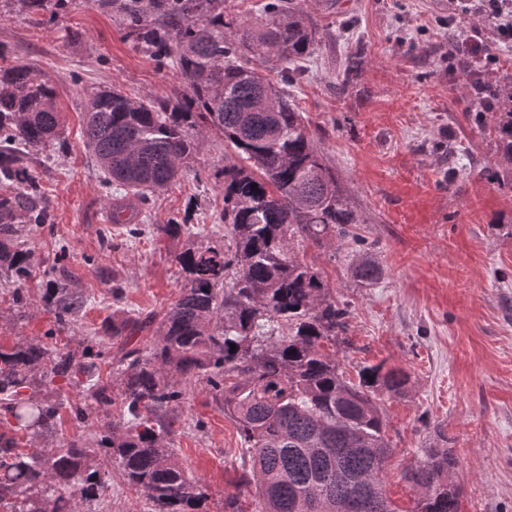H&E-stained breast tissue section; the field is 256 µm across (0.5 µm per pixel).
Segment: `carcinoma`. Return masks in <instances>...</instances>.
I'll use <instances>...</instances> for the list:
<instances>
[{
    "mask_svg": "<svg viewBox=\"0 0 512 512\" xmlns=\"http://www.w3.org/2000/svg\"><path fill=\"white\" fill-rule=\"evenodd\" d=\"M68 0H11L29 15H54ZM119 15L125 35L159 65L176 68L189 89L165 100L131 98L116 88L91 93L84 107L85 149L120 199L143 201L191 171L195 137L214 130L237 154L224 165V225L229 246L192 244L175 256L183 282L155 326L149 350L118 348L102 377L90 345L63 350L41 337L0 345V417L37 438L53 434L60 406L43 390L62 379L89 392L103 420L85 404L69 406L87 431L65 445L26 452L0 433V512H76L63 495L73 487L90 505L106 493L101 453L118 461L127 485L143 492L149 512H203V487L170 448L182 385L203 380L238 424L241 479L255 487L254 512H349L354 488L372 496L363 512H399L388 497L383 457L392 453L382 394L400 395L406 371L365 365L347 377L324 342L346 330L348 311L333 288L294 250L295 242L331 246L362 220L324 163L287 91L251 66L276 61L280 82L308 56L318 33L299 0H268L261 27L224 21L223 0H96ZM476 116L494 135L490 176L512 185V75L475 83ZM61 112L47 75L19 59L0 65V268L18 281L33 271L25 248L33 225L48 220L25 160L60 138ZM257 189H252V185ZM171 238L194 235L188 224L155 225ZM363 283L378 267H356ZM63 324L85 304L59 277L41 295ZM236 350H231V346ZM121 402L123 416L110 407ZM403 474L416 489L409 512H458L450 448H424Z\"/></svg>",
    "mask_w": 512,
    "mask_h": 512,
    "instance_id": "obj_1",
    "label": "carcinoma"
}]
</instances>
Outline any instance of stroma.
<instances>
[{
  "label": "stroma",
  "instance_id": "1",
  "mask_svg": "<svg viewBox=\"0 0 512 512\" xmlns=\"http://www.w3.org/2000/svg\"><path fill=\"white\" fill-rule=\"evenodd\" d=\"M303 8L321 39L288 92L363 221L340 249L307 245L299 255L349 312L336 345L347 373L381 363L409 375L403 394L382 400L394 450L388 495L410 512L415 492L402 472L445 444L457 459L459 512H512V189L488 174L494 146L470 96L472 83L512 73V43L478 15L450 20L448 0H304ZM464 41L481 43L493 64L449 55ZM0 49L50 77L65 120L61 140L27 158L51 221L28 237L35 267L19 286L29 304L13 302L17 285L0 274V343L46 335L106 343L113 318L162 317L179 296L175 256L187 240L156 225L203 224L206 243H225L224 182L215 176L223 136L197 138L195 173L140 205L142 232L129 237L104 218L112 191L83 149L84 93L115 86L164 99L182 89L179 71L130 42L95 0H69L52 20L0 0ZM354 56L361 68L342 86ZM360 258L377 264L376 284L356 278ZM61 275L86 301L59 325L39 299ZM176 411L171 446L206 492L207 512H224L232 495L251 512L254 491L238 483L236 422L202 381L187 385ZM96 462L112 484L103 512H148L116 462Z\"/></svg>",
  "mask_w": 512,
  "mask_h": 512
}]
</instances>
